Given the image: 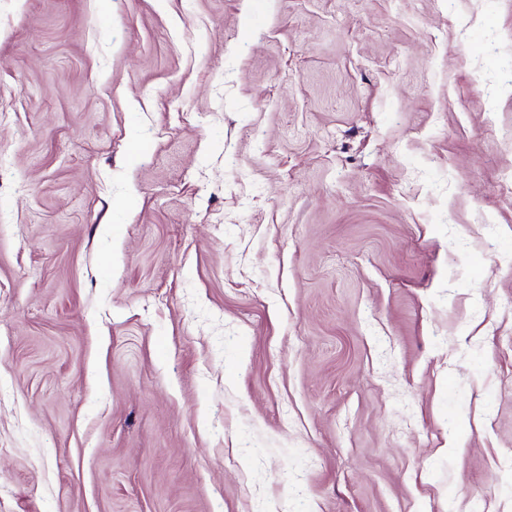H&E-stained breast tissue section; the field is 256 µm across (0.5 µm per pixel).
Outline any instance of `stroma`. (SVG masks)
<instances>
[{
    "label": "stroma",
    "mask_w": 512,
    "mask_h": 512,
    "mask_svg": "<svg viewBox=\"0 0 512 512\" xmlns=\"http://www.w3.org/2000/svg\"><path fill=\"white\" fill-rule=\"evenodd\" d=\"M512 0H0V512H512Z\"/></svg>",
    "instance_id": "1"
}]
</instances>
